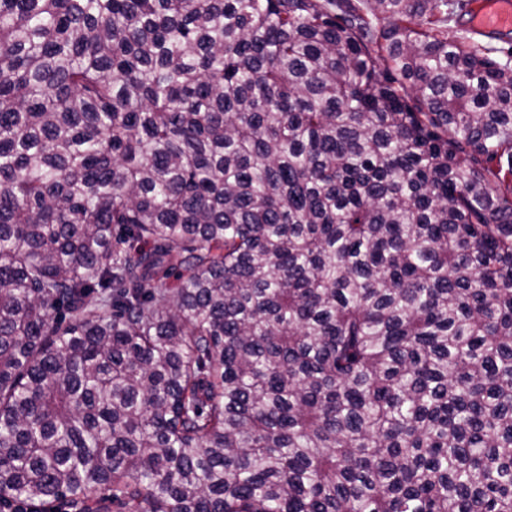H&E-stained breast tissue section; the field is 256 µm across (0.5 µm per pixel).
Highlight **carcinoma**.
<instances>
[{
	"instance_id": "1",
	"label": "carcinoma",
	"mask_w": 512,
	"mask_h": 512,
	"mask_svg": "<svg viewBox=\"0 0 512 512\" xmlns=\"http://www.w3.org/2000/svg\"><path fill=\"white\" fill-rule=\"evenodd\" d=\"M469 2L0 0V512H512Z\"/></svg>"
}]
</instances>
